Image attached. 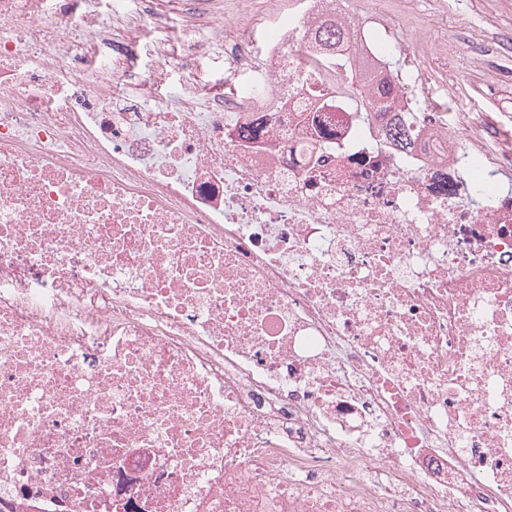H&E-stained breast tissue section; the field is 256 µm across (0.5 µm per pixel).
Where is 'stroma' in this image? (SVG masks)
Returning <instances> with one entry per match:
<instances>
[{
    "label": "stroma",
    "mask_w": 512,
    "mask_h": 512,
    "mask_svg": "<svg viewBox=\"0 0 512 512\" xmlns=\"http://www.w3.org/2000/svg\"><path fill=\"white\" fill-rule=\"evenodd\" d=\"M416 10L434 37L453 36L462 43L457 62L447 64L431 56L421 63L432 107L447 113L452 127L462 113H485L500 123L503 141L512 142V86L499 80L500 75L512 73V53L502 47L504 34L512 31V0H416ZM250 78V73L231 71L225 55L204 54L193 72L165 74L158 92L163 95L170 86L185 83L227 94ZM447 78L456 85L452 100L445 96Z\"/></svg>",
    "instance_id": "35a3bbf8"
}]
</instances>
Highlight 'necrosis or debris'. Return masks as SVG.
Returning a JSON list of instances; mask_svg holds the SVG:
<instances>
[{"mask_svg": "<svg viewBox=\"0 0 512 512\" xmlns=\"http://www.w3.org/2000/svg\"><path fill=\"white\" fill-rule=\"evenodd\" d=\"M326 14L205 0L174 52L161 0H0V512H512V192L474 208L465 167L512 147L428 111L457 45L413 0L337 9L334 62ZM223 51L221 97L125 67ZM411 112H395L383 127V135L389 140L398 154L409 152L413 149L415 142L414 123L415 117Z\"/></svg>", "mask_w": 512, "mask_h": 512, "instance_id": "1", "label": "necrosis or debris"}]
</instances>
